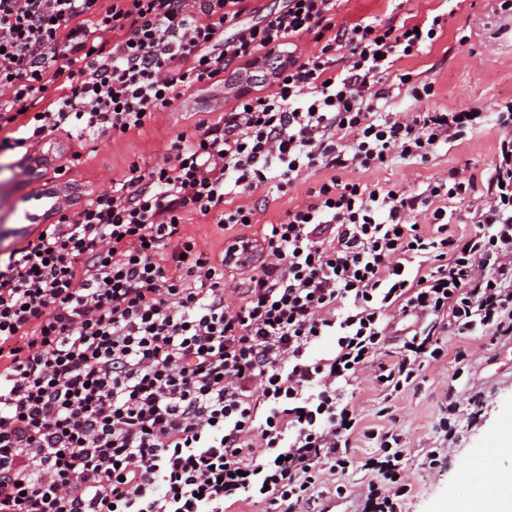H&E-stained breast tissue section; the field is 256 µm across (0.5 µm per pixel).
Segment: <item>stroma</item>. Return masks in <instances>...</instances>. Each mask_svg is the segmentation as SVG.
<instances>
[{"label":"stroma","instance_id":"stroma-1","mask_svg":"<svg viewBox=\"0 0 512 512\" xmlns=\"http://www.w3.org/2000/svg\"><path fill=\"white\" fill-rule=\"evenodd\" d=\"M498 3L499 0H467L449 17L443 37L430 51L397 61L394 73L414 72L433 81L436 95L431 104L442 109L479 106L489 111L500 99L512 98V30L503 31ZM442 4L443 0H344L336 20L341 23L369 17L399 23L412 16L423 20L438 12ZM187 128V121L175 105L159 112L142 134L125 141L115 143L107 137L88 136L78 148L66 137H48L55 156L50 167L30 185L25 182L15 150L0 149V263L11 251L34 238V231L23 228L25 215L33 209L30 197L39 191L62 189L63 183L55 175L57 166H69L70 185L81 202L87 191L109 189L133 161L162 162L171 141ZM498 137L497 128L489 125L459 141L439 146L427 163L396 160L361 174L360 179L408 189L413 183L446 175L452 166L466 164L480 172L490 166ZM76 151L81 154L77 160L72 157ZM461 345L476 358L475 366L463 373L457 372L452 362L429 369L420 390L406 394L396 404L398 423L411 438V463L418 468V452L431 434L437 404L445 391L454 392L462 400L478 390L485 397L480 418L471 428L462 430L452 455L433 471L418 468L416 489L405 512H448L461 488L459 476L464 463L487 454L498 433L512 426V388H485L480 383L479 365L493 353V345L484 338L465 339Z\"/></svg>","mask_w":512,"mask_h":512}]
</instances>
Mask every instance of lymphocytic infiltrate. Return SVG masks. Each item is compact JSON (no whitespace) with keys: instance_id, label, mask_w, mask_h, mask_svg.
Returning a JSON list of instances; mask_svg holds the SVG:
<instances>
[{"instance_id":"1","label":"lymphocytic infiltrate","mask_w":512,"mask_h":512,"mask_svg":"<svg viewBox=\"0 0 512 512\" xmlns=\"http://www.w3.org/2000/svg\"><path fill=\"white\" fill-rule=\"evenodd\" d=\"M342 0H0V129L124 140L187 92L269 62L270 84L192 115L172 154L61 214L0 270V512H315L360 470L363 512L415 489L395 401L450 338H512V99L434 109L395 62L448 12L337 23ZM312 38L307 51L299 39ZM412 106L392 109L396 86ZM492 125L483 174L404 190L341 179ZM262 224L248 198L306 184ZM216 214L222 249L185 227ZM398 318L415 326L393 337ZM333 337L331 356L315 344ZM376 392L375 422L357 391Z\"/></svg>"}]
</instances>
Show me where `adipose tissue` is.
I'll return each mask as SVG.
<instances>
[{"label": "adipose tissue", "mask_w": 512, "mask_h": 512, "mask_svg": "<svg viewBox=\"0 0 512 512\" xmlns=\"http://www.w3.org/2000/svg\"><path fill=\"white\" fill-rule=\"evenodd\" d=\"M478 464L493 472V485L464 493L448 512H512V431H503L495 454L479 459Z\"/></svg>", "instance_id": "adipose-tissue-1"}]
</instances>
